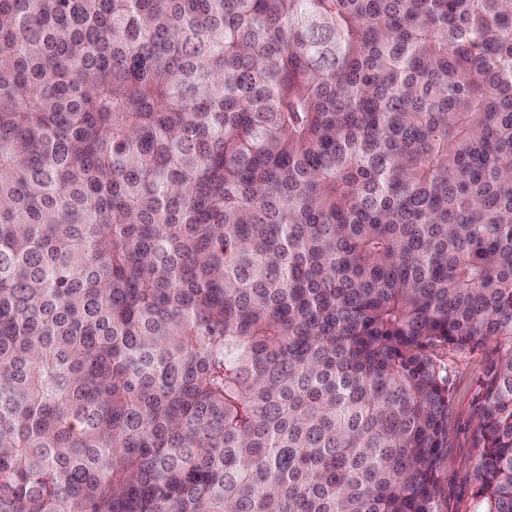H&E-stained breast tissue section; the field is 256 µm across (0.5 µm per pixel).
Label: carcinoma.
<instances>
[{
	"label": "carcinoma",
	"instance_id": "cac0c4a2",
	"mask_svg": "<svg viewBox=\"0 0 512 512\" xmlns=\"http://www.w3.org/2000/svg\"><path fill=\"white\" fill-rule=\"evenodd\" d=\"M442 349L512 512V0H0V512H437Z\"/></svg>",
	"mask_w": 512,
	"mask_h": 512
}]
</instances>
